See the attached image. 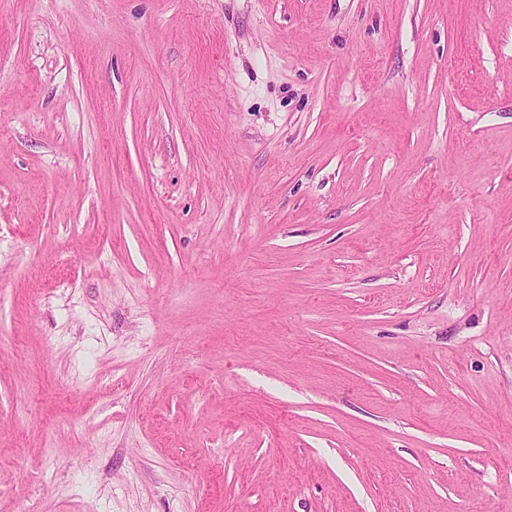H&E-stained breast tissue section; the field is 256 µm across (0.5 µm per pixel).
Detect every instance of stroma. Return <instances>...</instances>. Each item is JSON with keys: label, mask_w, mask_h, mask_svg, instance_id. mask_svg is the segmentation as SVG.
I'll return each mask as SVG.
<instances>
[{"label": "stroma", "mask_w": 512, "mask_h": 512, "mask_svg": "<svg viewBox=\"0 0 512 512\" xmlns=\"http://www.w3.org/2000/svg\"><path fill=\"white\" fill-rule=\"evenodd\" d=\"M0 512H512V0H0Z\"/></svg>", "instance_id": "obj_1"}]
</instances>
